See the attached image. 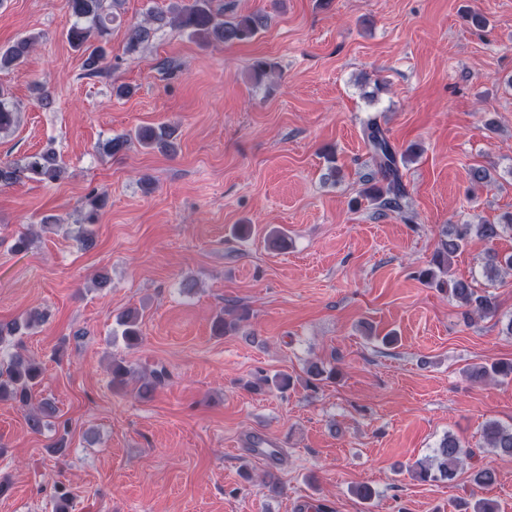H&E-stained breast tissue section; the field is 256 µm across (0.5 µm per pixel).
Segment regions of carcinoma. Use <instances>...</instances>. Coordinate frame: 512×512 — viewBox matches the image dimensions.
<instances>
[{"instance_id":"obj_1","label":"carcinoma","mask_w":512,"mask_h":512,"mask_svg":"<svg viewBox=\"0 0 512 512\" xmlns=\"http://www.w3.org/2000/svg\"><path fill=\"white\" fill-rule=\"evenodd\" d=\"M68 7L75 22L67 32L70 45L84 55L82 68L85 75L99 76L106 68L105 45L111 32V25L119 17L120 0H68ZM175 23L185 30L189 37L210 42L216 40L226 45L250 42L267 25V17L261 13L224 18V8L214 7L213 0H191L189 4L176 3L169 13H151L140 23L128 28L125 52L133 54L150 39L153 28ZM39 36H23L6 47H0V70L13 69L26 60L35 50ZM17 112L13 102L0 91V133L9 132L16 124ZM174 129L169 125L141 126L131 135H119L102 145L103 153L115 156L123 152L130 142L137 141L142 147L159 148L169 154L176 152L173 141ZM365 143L376 167L375 175L385 181L386 186L375 190L372 199L382 210L403 211L401 200L406 191L402 181L400 165H404L417 150L411 146L404 152H397L390 144L385 130L375 121H369L364 128ZM66 175L58 153L47 148L26 157L24 162L0 165V187L11 186L23 180L57 182ZM104 207L103 196L93 192L86 197L83 223L95 224ZM512 233V219L507 224H450L441 231L437 247L427 267L418 277L429 287L447 294L462 308V318L469 322L475 316H494L498 304L494 294L478 291L470 281L456 278L452 273V261L465 249L470 241L477 238L493 242L505 232ZM512 270V255L502 256L493 249L487 250L483 258L482 275L492 281L500 272ZM46 316L42 312L28 315L22 321L0 323V400L9 399L21 407L28 408L27 425L39 433L44 427L43 418L55 412L53 405L44 401L38 408L31 407L32 391L44 375L43 364L19 352H11L7 345L23 330H32L42 325ZM241 315L234 321H227L219 314L213 322L216 334L224 335L239 329ZM141 314L130 310L120 319L121 337L126 346L134 347L141 342ZM310 385L336 379L338 372L326 370L324 365L313 363L307 370ZM112 386L121 389L127 384L130 369L121 362H112ZM471 381L488 379H511L512 359L498 360L490 364H475L467 369ZM169 377L166 368L151 371L150 380L139 388L142 395L149 394L156 386ZM484 438L488 447L504 456H512V426L508 427L492 420L485 424ZM474 456L473 451L464 448L460 441L449 435L445 437L433 455L420 462L414 470V477L425 483L442 479L451 480L458 467Z\"/></svg>"}]
</instances>
